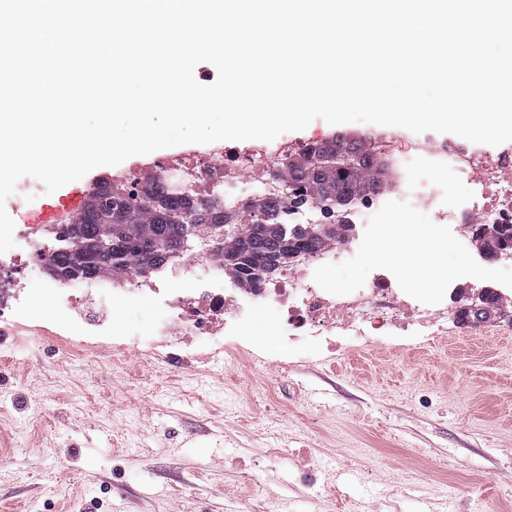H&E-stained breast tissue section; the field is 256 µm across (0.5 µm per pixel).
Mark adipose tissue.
<instances>
[{"label": "adipose tissue", "mask_w": 512, "mask_h": 512, "mask_svg": "<svg viewBox=\"0 0 512 512\" xmlns=\"http://www.w3.org/2000/svg\"><path fill=\"white\" fill-rule=\"evenodd\" d=\"M386 238V247L372 251L370 262L393 263L408 286H433L443 258L451 248L450 242L422 224L388 225Z\"/></svg>", "instance_id": "adipose-tissue-1"}]
</instances>
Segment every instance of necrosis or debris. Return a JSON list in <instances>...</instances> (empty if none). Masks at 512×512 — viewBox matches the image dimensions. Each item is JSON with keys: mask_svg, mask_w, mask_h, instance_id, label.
I'll return each mask as SVG.
<instances>
[{"mask_svg": "<svg viewBox=\"0 0 512 512\" xmlns=\"http://www.w3.org/2000/svg\"><path fill=\"white\" fill-rule=\"evenodd\" d=\"M305 142L276 147L263 146L232 156L223 146L208 145L197 151L193 185L206 187L225 206L242 209L261 196L277 192L272 172L284 162L289 150L301 151ZM393 188L369 200L357 201L344 220L354 226L379 224L383 214H393L403 224L414 223L419 213H429L433 222L461 226L512 224V154L494 153L452 140L416 139L414 145L390 160ZM462 179L480 186V197L448 193L449 179ZM22 249L0 254V289H13L19 278L35 280L46 270L53 254L45 225L27 224L17 233ZM358 256L355 241L337 248L307 254L284 267L272 280L253 285L224 287V265L213 246L204 244L192 254L180 255L167 266L169 278L180 280L173 288L149 276L129 274L104 282L74 279L56 291L60 318L75 314L82 300L116 306L141 299L161 300L165 309L149 330L153 336L215 335L218 328L249 331L258 310L272 306L279 314L283 335L382 336L400 324L398 311L411 308L425 312L427 303L398 291L396 281L375 278L371 295L358 300L347 289L322 288L319 268L336 267Z\"/></svg>", "mask_w": 512, "mask_h": 512, "instance_id": "1", "label": "necrosis or debris"}]
</instances>
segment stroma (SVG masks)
I'll list each match as a JSON object with an SVG mask.
<instances>
[{
	"label": "stroma",
	"mask_w": 512,
	"mask_h": 512,
	"mask_svg": "<svg viewBox=\"0 0 512 512\" xmlns=\"http://www.w3.org/2000/svg\"><path fill=\"white\" fill-rule=\"evenodd\" d=\"M460 283L512 285L464 248ZM386 263L322 284L369 296ZM428 332L282 336L274 309L253 337H170L119 352L98 306L58 334L0 322V512H512V311L481 325L435 302Z\"/></svg>",
	"instance_id": "stroma-1"
}]
</instances>
